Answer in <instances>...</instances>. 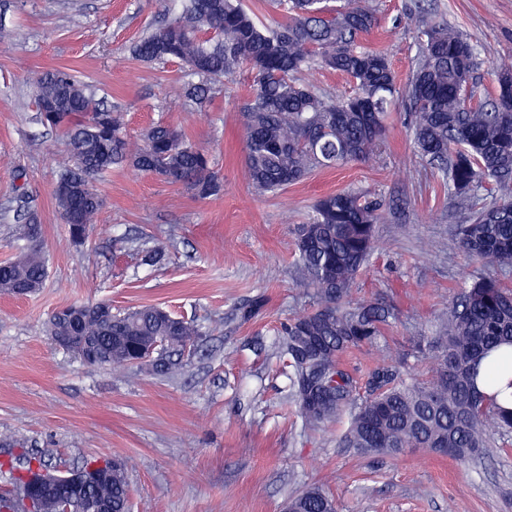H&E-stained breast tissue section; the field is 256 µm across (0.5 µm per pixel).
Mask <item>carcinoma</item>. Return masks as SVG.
<instances>
[{"instance_id": "obj_1", "label": "carcinoma", "mask_w": 512, "mask_h": 512, "mask_svg": "<svg viewBox=\"0 0 512 512\" xmlns=\"http://www.w3.org/2000/svg\"><path fill=\"white\" fill-rule=\"evenodd\" d=\"M283 21L267 26L243 0H181L166 23L138 40L132 52L144 62L171 61L186 68L181 92L202 102L213 87L248 70L252 85L240 112L245 156L243 175L256 196L276 193L318 169L352 161L374 162L386 135V116L404 107L414 148L448 184L459 246L484 269L448 302L430 334L413 337L393 353L385 333L395 309L382 302L352 299L355 279L377 245L381 200L340 190L317 200L307 221L295 228L296 286L313 309L280 324L276 343L289 368L288 398L304 424L319 428L346 414L348 426L338 445L355 454L397 458L409 448L446 452L462 462L478 459L491 444L512 445V407L478 385L481 368L497 378L512 363V62L497 69L492 96L475 98L479 69L470 38L422 13L413 67L398 80L385 54L359 38L377 22L370 0H269ZM318 66L347 76L351 95L335 99L299 77ZM41 119L61 128L66 153L58 161L53 195L70 237L79 242L103 208L95 182L112 167L128 163L142 172L178 183L194 196L219 194L223 182L207 151L181 130L157 124L141 141L129 142L123 114L99 106L92 88L64 68L35 75ZM499 193L480 204L484 187ZM19 253L0 263V293L26 295L42 287L47 262L42 226L35 214L21 216ZM77 324L52 314L49 333L85 336L95 342L82 352L65 350L90 364L128 367L161 341L153 369L176 370L177 359L193 345L199 328L153 306L122 315L101 312L108 300L83 304ZM364 348L372 368L365 393L341 357ZM425 357L434 369L425 378L409 372V358ZM38 456L26 452L0 462L20 470ZM99 499L113 512H127L129 483L124 465L112 479L71 498L50 493L27 508L0 494L13 512H90ZM288 512H336L332 498L311 486L289 500Z\"/></svg>"}]
</instances>
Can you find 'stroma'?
I'll use <instances>...</instances> for the list:
<instances>
[{
    "label": "stroma",
    "instance_id": "1",
    "mask_svg": "<svg viewBox=\"0 0 512 512\" xmlns=\"http://www.w3.org/2000/svg\"><path fill=\"white\" fill-rule=\"evenodd\" d=\"M377 25L361 45L390 58L406 78L416 55V0H373ZM438 20L475 44V91L512 62V0H426ZM175 0H0V262L19 251L18 214L35 211L47 258L43 288L0 294V439L64 472L90 460L124 461L129 512H283L288 498L322 485L337 512H512V447L481 464L419 450L372 460L345 452L347 426L307 431L288 402V372L275 328L311 301L292 277L293 225L315 202L343 189L385 203L380 248L354 296L394 306L392 349L430 329L448 298L481 270L463 252L442 176L413 150L401 108L390 112L376 162L313 172L265 197L243 179L239 107L250 80L238 72L201 105L179 95L178 63H148L133 43L159 28ZM67 67L105 106L124 114L130 141L156 122L179 127L213 155L220 195L198 199L182 185L129 165L99 184L104 207L79 243L53 199L62 132L44 124L30 81ZM164 251L144 264L143 251ZM108 299L116 312L160 306L203 334L174 373L91 365L55 345L46 323L58 309Z\"/></svg>",
    "mask_w": 512,
    "mask_h": 512
}]
</instances>
